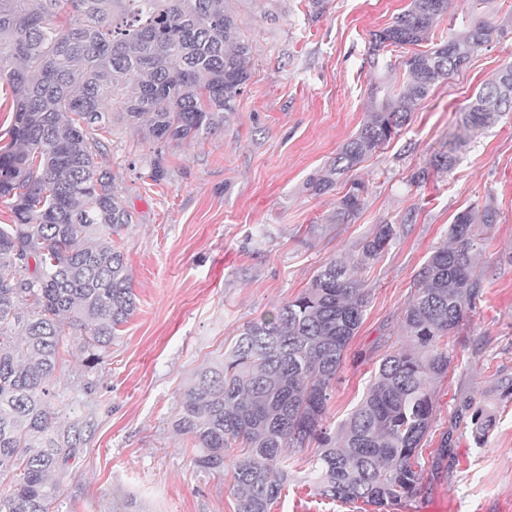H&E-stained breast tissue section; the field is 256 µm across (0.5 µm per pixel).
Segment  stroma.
Here are the masks:
<instances>
[{
  "instance_id": "35a3bbf8",
  "label": "stroma",
  "mask_w": 512,
  "mask_h": 512,
  "mask_svg": "<svg viewBox=\"0 0 512 512\" xmlns=\"http://www.w3.org/2000/svg\"><path fill=\"white\" fill-rule=\"evenodd\" d=\"M410 0H230L252 44V76L223 131L188 145H163L113 117L104 163L136 215L123 230L137 310L102 362L87 367L71 342L55 384L62 424L80 440L54 512H234L230 474L208 473L173 429L181 392L201 366L231 350L244 324L295 297L332 258H356L378 225L396 238L359 272L370 291L328 405L339 428L361 400L398 331L413 278L454 217L493 205L478 270L485 293L460 332L454 361L439 383L425 452L447 442L448 470L428 496L394 512H512V115L452 147L463 109L480 85L512 64V0H485L476 16L500 23L492 41L435 86L400 135L351 171L367 183L360 211L346 224L325 218L339 191L311 195L307 178L366 119L369 43ZM454 149L445 174L411 176ZM165 170L151 178L154 164ZM493 415L484 445L470 416ZM271 512H366L316 493L308 460Z\"/></svg>"
}]
</instances>
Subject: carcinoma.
Wrapping results in <instances>:
<instances>
[{
  "instance_id": "obj_1",
  "label": "carcinoma",
  "mask_w": 512,
  "mask_h": 512,
  "mask_svg": "<svg viewBox=\"0 0 512 512\" xmlns=\"http://www.w3.org/2000/svg\"><path fill=\"white\" fill-rule=\"evenodd\" d=\"M452 0H411L371 34L376 74L368 119L306 182L311 194L399 134L431 89L490 42V20L448 31V40L404 56L402 85L390 81L392 47L429 40ZM252 45L227 0H0V80L13 91L11 142L0 149V512H52L77 448L78 424L63 428L52 405L62 350L78 341L99 364L137 304L127 255L114 237L134 213L99 163L112 126L108 105L144 137L197 142L224 129L251 78ZM512 110V65L481 85L464 111L469 135ZM330 218L342 224L364 204V182L348 179ZM496 211L460 212L448 241L413 278L400 320L405 343L378 366L360 404L335 432L325 425L336 374L362 323L369 290L355 269L397 236L380 224L356 261L334 258L275 313L243 325L224 359L202 367L179 396L176 431L193 464L215 473L231 461L234 512H271L288 482V448L318 451L311 471L320 494L362 501L378 512L424 497L421 449L448 375L455 337L483 291L476 274V223ZM482 445L490 414L471 417ZM448 469V437L432 458Z\"/></svg>"
}]
</instances>
